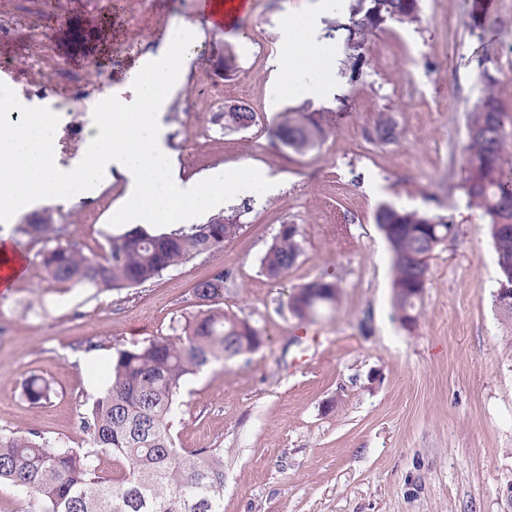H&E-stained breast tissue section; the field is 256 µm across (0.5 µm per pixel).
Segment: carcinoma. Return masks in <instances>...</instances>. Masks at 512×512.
<instances>
[{
    "label": "carcinoma",
    "mask_w": 512,
    "mask_h": 512,
    "mask_svg": "<svg viewBox=\"0 0 512 512\" xmlns=\"http://www.w3.org/2000/svg\"><path fill=\"white\" fill-rule=\"evenodd\" d=\"M345 47L351 70L366 63L369 42L382 26L419 20L420 0H353ZM482 95L469 110L468 140L460 189L467 205L489 225L499 269L498 285L512 286V113L504 110L499 81L482 73ZM256 114L248 105L222 112V128L245 129ZM274 134L298 154L314 149L327 130L299 113L278 124ZM393 117L379 114L371 138L387 144L399 140ZM375 224L392 256V300L400 324L416 328L430 270L415 256L454 231L439 216L381 205ZM239 215L217 214L204 224L152 234L142 227L107 237L108 249L87 255L77 243L42 253L47 281L70 288L112 290L151 281L190 259L213 254L239 233ZM16 231L53 240L64 229L46 213ZM302 253L296 225H281L261 261L271 279L284 277ZM224 270L198 281L194 297L203 309L181 327L180 336L153 338L112 356L109 384L82 416L85 447L73 449L46 440L38 432H0V483L27 495L26 512H224V452L221 448L187 451L175 446L169 419L185 380L219 361L257 349L260 329L218 306L224 298ZM337 283L316 280L302 286L288 303L300 319H313L339 302ZM25 397L36 407L51 399L48 383L31 376ZM121 457L128 469L118 477L104 474L96 461Z\"/></svg>",
    "instance_id": "carcinoma-1"
}]
</instances>
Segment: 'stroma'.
<instances>
[{
  "mask_svg": "<svg viewBox=\"0 0 512 512\" xmlns=\"http://www.w3.org/2000/svg\"><path fill=\"white\" fill-rule=\"evenodd\" d=\"M311 0H252L233 27L204 29L183 61L184 86L168 107L166 146L183 179L241 162L280 178L272 196L241 197L239 234L223 251L201 255L136 288L99 291L48 286L33 242L1 225L25 274L0 293V431H38L67 447L84 445L80 415L106 387L119 348L174 337L200 308L193 287L228 272L224 311L259 327L254 352L190 376L177 398L172 434L186 450L224 451V512H508L512 482V323L493 303L499 277L489 227L462 190L466 115L482 73L499 80L512 112V0H493L486 27L473 0H421L417 23H386L358 76L341 65L332 104L281 89L271 103L274 62L285 48L286 15ZM196 0H0V61L22 89L64 93L59 76L30 71L40 56L66 50V72L89 58L129 48L106 65L103 93L123 89L140 58L172 37L180 20H198ZM111 31V44L100 39ZM232 49L237 66L224 75ZM224 83L223 100L197 101L198 79ZM249 105L246 129L216 123L220 104ZM310 114L328 131L304 155L274 136L286 111ZM401 132L380 144L368 134L378 113ZM125 196L118 179L53 209L56 223L85 253H101L109 220ZM451 217L455 239L434 253L415 331L396 320L391 256L375 224L380 205ZM97 223H87L90 213ZM297 225L302 254L288 275L269 279L261 260L281 225ZM316 279L336 282V311L303 322L289 297ZM53 389L47 404L23 393L30 375Z\"/></svg>",
  "mask_w": 512,
  "mask_h": 512,
  "instance_id": "obj_1",
  "label": "stroma"
}]
</instances>
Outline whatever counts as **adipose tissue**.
<instances>
[{
  "mask_svg": "<svg viewBox=\"0 0 512 512\" xmlns=\"http://www.w3.org/2000/svg\"><path fill=\"white\" fill-rule=\"evenodd\" d=\"M332 2L314 0L288 18V51L275 66L287 72L288 83L299 96L322 100L336 89V44L323 37L318 22L320 12L331 9Z\"/></svg>",
  "mask_w": 512,
  "mask_h": 512,
  "instance_id": "obj_1",
  "label": "adipose tissue"
}]
</instances>
